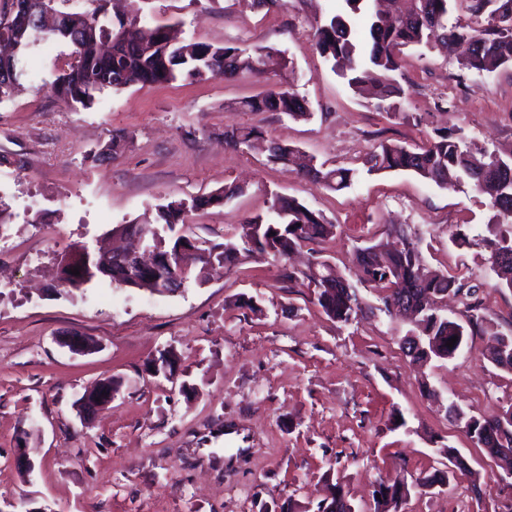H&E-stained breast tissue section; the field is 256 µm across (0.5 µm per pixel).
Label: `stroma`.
Instances as JSON below:
<instances>
[{"label":"stroma","mask_w":512,"mask_h":512,"mask_svg":"<svg viewBox=\"0 0 512 512\" xmlns=\"http://www.w3.org/2000/svg\"><path fill=\"white\" fill-rule=\"evenodd\" d=\"M340 7L288 0L267 13L250 0H144L140 24L175 27L187 42L273 46L288 68L266 79L181 76L108 90L76 112L51 90L67 46L51 39L30 58L22 90L0 104V207L10 216L0 235L5 512H316L331 484L356 512H373L378 481L444 470L446 445L466 470L411 494L400 512H512V483L498 479L497 460L446 413L453 402L489 418L512 402V371L488 360L486 336H468L450 360L417 365L401 348L408 322L381 310L375 289L360 287L366 310L339 323L308 282L288 280L287 263L268 256L209 271L174 294L54 285L59 259L79 246L112 245L115 228L153 221L158 204L239 184L242 195L188 216L194 234L224 242L274 195L294 197L336 226L301 260L328 261L351 279L355 247L401 227L419 237L428 268L475 286L471 300L448 301V315L465 320L473 301L511 332L512 289L498 287L478 244L491 216L484 199L410 173L370 174L363 161L380 143L457 128L475 146L512 148V68L479 78L457 52L406 48L408 100L392 116L354 94L316 48L320 14ZM285 82L305 98L308 119L240 109ZM239 125L356 175L335 192L263 153L225 147V129ZM116 137L121 151L102 158ZM459 231L467 243L453 242ZM72 333L99 350L71 353L61 341ZM167 351L177 360L173 381L145 368ZM111 377L121 382L112 403L80 416L76 401Z\"/></svg>","instance_id":"obj_1"}]
</instances>
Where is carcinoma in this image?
Masks as SVG:
<instances>
[{
    "label": "carcinoma",
    "instance_id": "1",
    "mask_svg": "<svg viewBox=\"0 0 512 512\" xmlns=\"http://www.w3.org/2000/svg\"><path fill=\"white\" fill-rule=\"evenodd\" d=\"M95 2L93 11L86 13L55 9L57 27L46 35V22L41 17L24 20L7 34L6 40L19 43L21 48L18 57L0 60V104L11 99L26 75L24 63L28 53L47 38L63 41L70 48L64 65L55 70L52 87L57 100L71 111L92 107L96 96L105 90L118 92L135 85H161L180 75L200 79L220 76L224 74L226 56L233 59V76L248 73L264 77L287 66L281 51L272 46L216 47L202 42L170 45L166 27L145 25L136 27L129 38L112 46V62L108 63L100 55V45L116 36L124 20L119 18L115 24L108 21L107 0ZM343 2V10L316 22L317 49L325 60L345 64L341 77L354 92L370 88L378 91L380 100L385 102L383 110L394 116L404 113L406 91L395 75L403 68L404 49L409 46L447 50L465 44L468 53L461 66L478 76L512 66V19L502 12L506 0H466L470 20L452 25L448 24L452 0H407L408 6L401 12L395 10V0ZM361 11L369 16L367 31L362 36L350 26V16ZM256 58L262 59L265 69H254ZM240 107L248 112H279L293 120L311 115L305 99L290 89L248 97L240 102ZM261 136L262 132L253 126L224 129V143L234 150L250 146ZM266 151L268 162L299 177L320 181L333 191L348 187L354 176L351 168H328L312 158L299 161L300 150L285 141L269 140ZM365 165L369 172H411L439 186L467 185L485 196L493 215L487 224L489 235L479 244L490 253L498 286L512 289V150L474 151L465 145L459 131L451 130L440 132L421 145L383 143ZM242 192L241 187L229 185L209 195L157 206L156 223L141 225L152 245L172 252L194 241L199 253L173 260L172 266L134 284V288L154 293L166 287L169 277L177 273L183 275L186 283H200L202 273L213 261L229 266L254 252H267L282 260L303 245L323 242L335 233L336 225L329 223L322 213L295 198L277 196L269 214L245 218L238 237L228 238L222 245H209L191 233L169 241L157 238L159 227L171 230L183 225L188 212L221 207L225 200ZM396 238L397 244L391 249L371 243L357 250L359 282L377 290L384 310L402 302L417 311L421 344L411 345L408 356L422 362L440 359L454 351L446 346L449 339L480 331L489 337L487 357L491 362L512 369V334L495 329L479 306L468 307L464 323L441 313L440 305L448 294L468 296L472 286L456 276L425 268L419 240L404 230H396ZM62 260L94 270L86 280L61 277L62 283L72 288L95 279L107 280L115 288L128 287V272L111 253L81 247ZM303 276L314 284L316 302L331 319L348 324L362 313L364 303L357 287L336 275L328 263H316ZM457 419L475 443L492 453H499L501 448L512 449V403L498 419L482 420L463 410L458 412ZM378 486L380 497L374 499L375 512H398L409 494L407 486L385 481Z\"/></svg>",
    "mask_w": 512,
    "mask_h": 512
}]
</instances>
